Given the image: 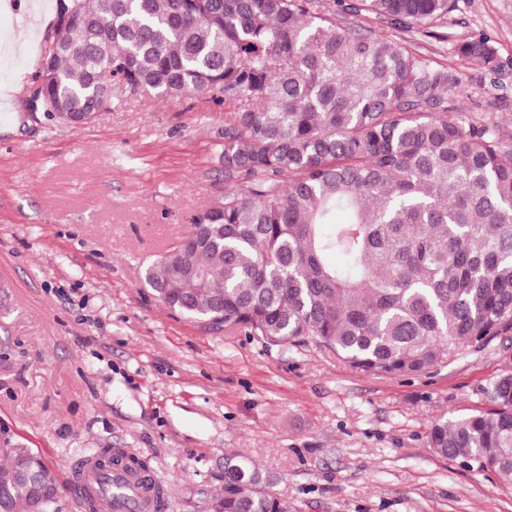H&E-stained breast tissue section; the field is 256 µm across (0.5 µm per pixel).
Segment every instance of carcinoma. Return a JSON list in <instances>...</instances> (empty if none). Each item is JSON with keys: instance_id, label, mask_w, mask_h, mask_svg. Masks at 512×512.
<instances>
[{"instance_id": "cac0c4a2", "label": "carcinoma", "mask_w": 512, "mask_h": 512, "mask_svg": "<svg viewBox=\"0 0 512 512\" xmlns=\"http://www.w3.org/2000/svg\"><path fill=\"white\" fill-rule=\"evenodd\" d=\"M457 0H57L38 111L93 122L111 77L233 113L225 191L144 282L169 310L271 346L327 349L408 377L512 332V125L455 111L458 82L410 46L343 25L428 29ZM456 53L499 66L488 39ZM492 408L440 419L439 457L512 478V373ZM0 463V512H52L59 479L29 448ZM276 476L224 457L213 512H288Z\"/></svg>"}]
</instances>
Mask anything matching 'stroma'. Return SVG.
I'll return each mask as SVG.
<instances>
[{
    "instance_id": "35a3bbf8",
    "label": "stroma",
    "mask_w": 512,
    "mask_h": 512,
    "mask_svg": "<svg viewBox=\"0 0 512 512\" xmlns=\"http://www.w3.org/2000/svg\"><path fill=\"white\" fill-rule=\"evenodd\" d=\"M55 17V0H0V457L30 448L62 472L136 449L166 489L162 512H210L231 450L278 476L288 512H512V480L427 443L435 421L489 408L512 335L397 377L167 309L144 270L223 193L230 115L128 93L85 125L27 111ZM439 30L453 41L381 33L456 76L457 111L512 120V0H458ZM482 32L498 73L455 53Z\"/></svg>"
}]
</instances>
